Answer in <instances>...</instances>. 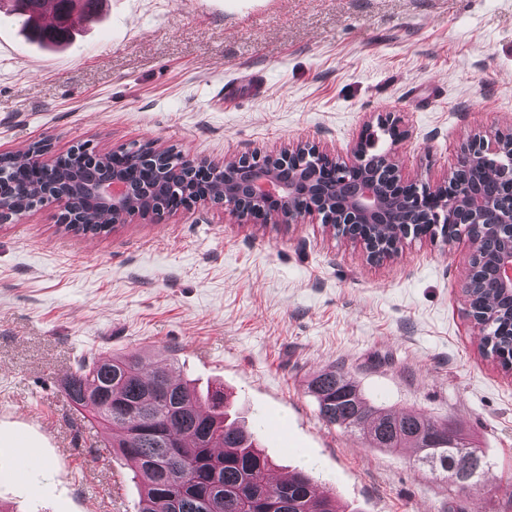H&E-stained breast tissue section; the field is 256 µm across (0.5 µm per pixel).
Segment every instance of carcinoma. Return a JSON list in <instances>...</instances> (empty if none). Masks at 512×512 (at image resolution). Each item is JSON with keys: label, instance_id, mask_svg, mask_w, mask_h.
<instances>
[{"label": "carcinoma", "instance_id": "1", "mask_svg": "<svg viewBox=\"0 0 512 512\" xmlns=\"http://www.w3.org/2000/svg\"><path fill=\"white\" fill-rule=\"evenodd\" d=\"M57 22L40 21L42 0H16L18 18L42 46L66 45L76 24L96 19L104 0H54ZM83 162L60 155L53 164L34 170L25 154L0 156V167L13 177L0 184V202L15 211L42 206L46 189L66 195L69 214L77 220L63 227L74 235H99L105 219L89 204L91 190L112 178V163L87 145L77 146ZM168 190L157 195L176 204L184 191L180 173L164 176ZM400 228L389 224L338 229L336 234L369 235L379 249ZM480 254L498 251L500 238L490 228L476 231ZM475 272L465 291L472 313L483 318L481 350L487 356H512V302L492 282ZM70 402L98 424L112 428V447L131 464L140 490L139 512H346L336 499L319 492L313 478L295 470L274 483L272 461L259 449L253 432L228 421L224 395H198L186 381L161 365H145L138 354L90 357L79 362L62 382ZM321 419L330 426L357 429L376 448H414L418 461L455 481L486 482L482 449L448 438L444 422L415 411L398 413L369 402L358 385L339 369L319 371L309 383Z\"/></svg>", "mask_w": 512, "mask_h": 512}]
</instances>
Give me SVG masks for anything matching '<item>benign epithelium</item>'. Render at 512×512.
<instances>
[{
  "mask_svg": "<svg viewBox=\"0 0 512 512\" xmlns=\"http://www.w3.org/2000/svg\"><path fill=\"white\" fill-rule=\"evenodd\" d=\"M373 131V123L364 124L345 161L309 143L283 149L261 161L229 157L222 163L205 165L181 154L172 155L171 161L193 169L202 190L213 175L224 172V209L245 221L299 224L308 216L318 215L333 230L344 224H380L392 205L402 203L409 210L424 213L421 237L451 244L465 236L474 256L477 241L472 224L485 222L506 240L490 273L504 293L512 294V129L469 137L460 147L459 164L479 166L506 184L507 192L497 199L459 185L452 175L437 183L418 185L403 174L393 148L375 163L366 164ZM129 193L128 188L114 194L109 186L100 187V195L112 200L115 222L153 218L149 208L126 210ZM464 208L470 211L469 221H455V213Z\"/></svg>",
  "mask_w": 512,
  "mask_h": 512,
  "instance_id": "7a95c632",
  "label": "benign epithelium"
}]
</instances>
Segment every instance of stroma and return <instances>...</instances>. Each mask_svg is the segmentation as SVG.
Returning a JSON list of instances; mask_svg holds the SVG:
<instances>
[{
    "mask_svg": "<svg viewBox=\"0 0 512 512\" xmlns=\"http://www.w3.org/2000/svg\"><path fill=\"white\" fill-rule=\"evenodd\" d=\"M396 121L409 178L446 177L512 128V0H106L39 50L0 11V153L155 143L187 158L310 142L346 156ZM52 206L0 224V512H137L126 462L86 438L63 378L138 352L220 388L277 471L356 512H512V372L481 355L467 240L368 261L321 219L253 224L194 203L156 224L65 233ZM342 369L372 402L448 422L491 465L460 488L412 449L327 425L308 384Z\"/></svg>",
    "mask_w": 512,
    "mask_h": 512,
    "instance_id": "1",
    "label": "stroma"
}]
</instances>
